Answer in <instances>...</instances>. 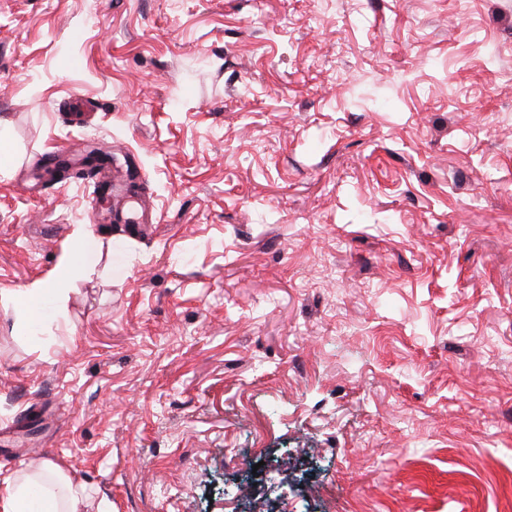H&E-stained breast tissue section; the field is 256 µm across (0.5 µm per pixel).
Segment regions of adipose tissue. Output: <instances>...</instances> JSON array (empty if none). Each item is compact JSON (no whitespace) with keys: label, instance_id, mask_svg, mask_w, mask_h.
<instances>
[{"label":"adipose tissue","instance_id":"ef3b65f1","mask_svg":"<svg viewBox=\"0 0 512 512\" xmlns=\"http://www.w3.org/2000/svg\"><path fill=\"white\" fill-rule=\"evenodd\" d=\"M81 252H74L63 259L54 282L36 281L27 288L14 293L12 302L15 309L25 316L37 313V304L51 301L56 317H65L72 290L69 277L76 267L86 266ZM46 484L41 495H33V480ZM84 506L83 486L73 481L62 469L48 467L34 474L21 475L12 472L0 474V512H82Z\"/></svg>","mask_w":512,"mask_h":512}]
</instances>
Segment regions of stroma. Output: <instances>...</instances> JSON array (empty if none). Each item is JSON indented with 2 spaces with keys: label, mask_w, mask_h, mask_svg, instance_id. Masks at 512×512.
<instances>
[{
  "label": "stroma",
  "mask_w": 512,
  "mask_h": 512,
  "mask_svg": "<svg viewBox=\"0 0 512 512\" xmlns=\"http://www.w3.org/2000/svg\"><path fill=\"white\" fill-rule=\"evenodd\" d=\"M0 138V471L512 512V0H0ZM91 149L149 228L34 175ZM80 226L93 272L23 323Z\"/></svg>",
  "instance_id": "stroma-1"
}]
</instances>
